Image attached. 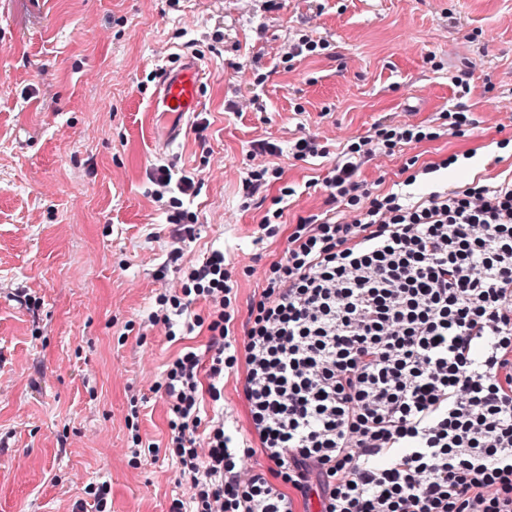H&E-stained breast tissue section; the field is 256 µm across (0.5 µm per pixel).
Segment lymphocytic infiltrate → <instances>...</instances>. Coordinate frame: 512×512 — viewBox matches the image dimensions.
I'll return each mask as SVG.
<instances>
[{
	"label": "lymphocytic infiltrate",
	"mask_w": 512,
	"mask_h": 512,
	"mask_svg": "<svg viewBox=\"0 0 512 512\" xmlns=\"http://www.w3.org/2000/svg\"><path fill=\"white\" fill-rule=\"evenodd\" d=\"M438 118L381 117L334 156L310 134L284 148L252 141L241 205L278 186L261 220L266 237L296 194L270 162L281 152L330 158L322 185L343 211L298 218L264 270L241 343L223 251L184 259L198 221L184 199L197 182L173 160L150 171V196L171 226L164 264L179 286L156 296L148 321L171 337L209 334L205 351L186 348L162 372L166 444L138 438L132 450L176 460L190 496L170 512H296L300 498L318 512H512V180L412 193L453 155L408 158L400 191L375 192L361 178L377 157L476 124L460 103ZM241 368L245 436L201 412ZM258 453L267 468L241 476L240 461Z\"/></svg>",
	"instance_id": "obj_1"
}]
</instances>
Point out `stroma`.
<instances>
[{
    "label": "stroma",
    "mask_w": 512,
    "mask_h": 512,
    "mask_svg": "<svg viewBox=\"0 0 512 512\" xmlns=\"http://www.w3.org/2000/svg\"><path fill=\"white\" fill-rule=\"evenodd\" d=\"M321 4L314 16L306 0L277 12L262 0H0V512H73L104 483L111 512H169L189 497L173 460L130 452L136 433L166 441L163 366L208 341L202 330L173 341L147 321L157 294L178 281L156 276L169 238L149 195L154 164L177 159L199 182L187 203L198 238L186 255L224 251L242 321L292 224L324 210L323 187L308 182L330 164L276 156L297 193L279 235L263 240V208L239 199L251 141L284 149L305 132L336 153L383 115L421 122L461 102L475 128L377 157L364 179L388 190L407 158L446 154L459 160L441 188L512 178V149L498 146L512 139V0ZM305 19L335 55L284 70L280 49ZM193 40L206 71L203 148L189 121L162 142L149 111L148 74ZM466 66L474 76L462 97L452 77ZM255 69L269 75L257 89ZM232 95L239 111L224 109ZM256 95L264 111L253 109Z\"/></svg>",
    "instance_id": "obj_1"
}]
</instances>
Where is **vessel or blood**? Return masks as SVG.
I'll use <instances>...</instances> for the list:
<instances>
[{"label": "vessel or blood", "instance_id": "1", "mask_svg": "<svg viewBox=\"0 0 512 512\" xmlns=\"http://www.w3.org/2000/svg\"><path fill=\"white\" fill-rule=\"evenodd\" d=\"M205 75L206 71L200 63L189 58L160 67L157 71L154 111L177 122L182 121L186 115L198 112L200 89Z\"/></svg>", "mask_w": 512, "mask_h": 512}]
</instances>
